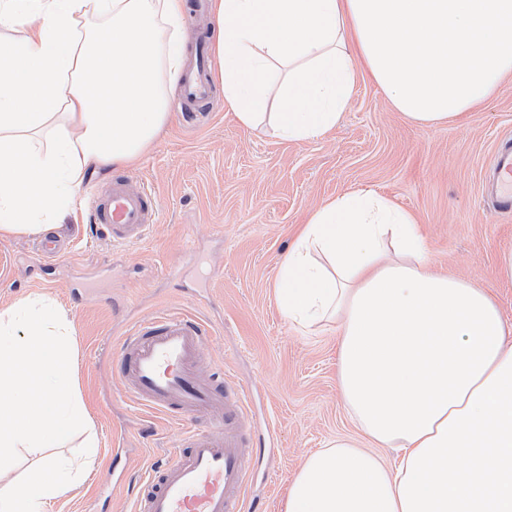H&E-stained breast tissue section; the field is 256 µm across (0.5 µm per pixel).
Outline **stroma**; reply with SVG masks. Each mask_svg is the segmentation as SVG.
Segmentation results:
<instances>
[{
    "label": "stroma",
    "mask_w": 512,
    "mask_h": 512,
    "mask_svg": "<svg viewBox=\"0 0 512 512\" xmlns=\"http://www.w3.org/2000/svg\"><path fill=\"white\" fill-rule=\"evenodd\" d=\"M509 133L512 75L458 122L433 127L407 122L363 77L335 129L294 143L266 123L240 127L219 85L195 125L170 112L134 163L87 177L81 207L59 227L75 242L70 254L46 266L38 237L0 239V310L26 298L65 310L75 383L99 441L79 487L51 512H129L144 473L176 449L181 426L124 397L110 351L133 324L191 309L215 327L209 368L247 391L248 492L264 512H284L304 457L359 435L337 390L335 327L304 332L276 299L301 225L325 201L374 190L414 215L439 270L485 288L512 321V279L499 272L512 253V218L485 191L486 166ZM118 175L149 184L160 215L141 243L115 250L95 239L89 210Z\"/></svg>",
    "instance_id": "35a3bbf8"
}]
</instances>
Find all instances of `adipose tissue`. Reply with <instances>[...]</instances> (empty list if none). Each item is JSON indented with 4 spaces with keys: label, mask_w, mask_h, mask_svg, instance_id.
<instances>
[{
    "label": "adipose tissue",
    "mask_w": 512,
    "mask_h": 512,
    "mask_svg": "<svg viewBox=\"0 0 512 512\" xmlns=\"http://www.w3.org/2000/svg\"><path fill=\"white\" fill-rule=\"evenodd\" d=\"M182 0H0V237L46 235L88 176L135 161L186 66ZM224 102L285 142L333 130L361 75L412 124L456 122L512 73V0H215ZM290 322L335 323L371 449L310 454L284 512H512V324L436 272L414 216L356 189L285 257ZM382 448L396 449L389 467Z\"/></svg>",
    "instance_id": "1"
}]
</instances>
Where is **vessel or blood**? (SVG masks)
Here are the masks:
<instances>
[{"label":"vessel or blood","instance_id":"b4317fda","mask_svg":"<svg viewBox=\"0 0 512 512\" xmlns=\"http://www.w3.org/2000/svg\"><path fill=\"white\" fill-rule=\"evenodd\" d=\"M207 42H199L194 64L182 79L178 111L195 112L213 94ZM492 205L512 216V136L503 137L486 177ZM93 222L104 240L124 246L145 239L159 219L155 193L142 182L117 178L91 202ZM211 325L193 312L154 316L136 325L114 355L121 388L151 412L203 430L185 435L181 449L157 461L134 512H245L249 458L240 420L245 391L229 384L223 370L203 375V349Z\"/></svg>","mask_w":512,"mask_h":512}]
</instances>
